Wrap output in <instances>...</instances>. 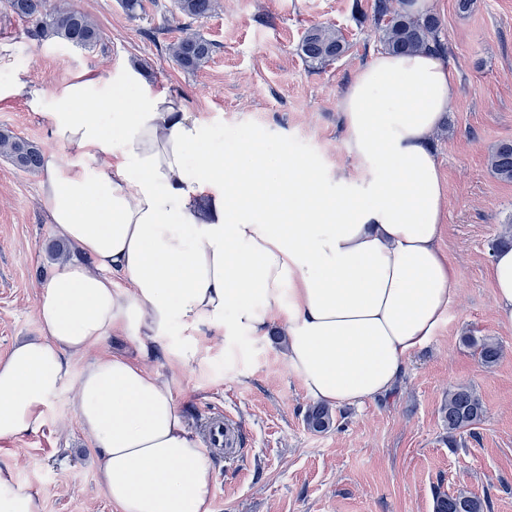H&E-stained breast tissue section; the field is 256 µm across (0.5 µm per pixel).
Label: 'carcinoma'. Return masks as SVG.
<instances>
[{"label":"carcinoma","mask_w":512,"mask_h":512,"mask_svg":"<svg viewBox=\"0 0 512 512\" xmlns=\"http://www.w3.org/2000/svg\"><path fill=\"white\" fill-rule=\"evenodd\" d=\"M217 0H173L175 13L184 19V35L167 47L171 60L184 72L193 74L211 59L215 45L193 30V24L209 16ZM0 8L28 24V36L40 41L67 44L84 51H93L103 43L99 26L86 14L59 0H0ZM373 20L379 25V41L383 48L406 54L419 50L446 53L441 38V22L433 14L413 15L394 7L393 0H374ZM348 51L342 33L331 25L308 29L301 41L300 52L305 61L325 66ZM0 153L20 169L36 172L41 168L42 151L29 140L8 128H0ZM488 162L500 180L512 182V141L498 143ZM468 345L477 351L481 364L492 367L500 356L499 347L487 340L467 337ZM448 433L470 428L484 416V406L473 389L458 386L448 392V401L441 408ZM305 421L309 429L323 432L330 428L333 416L329 407L317 404L308 408ZM434 512H488L486 500L467 493L435 494Z\"/></svg>","instance_id":"cac0c4a2"}]
</instances>
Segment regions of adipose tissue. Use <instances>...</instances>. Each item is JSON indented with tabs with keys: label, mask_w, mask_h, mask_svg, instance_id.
Wrapping results in <instances>:
<instances>
[{
	"label": "adipose tissue",
	"mask_w": 512,
	"mask_h": 512,
	"mask_svg": "<svg viewBox=\"0 0 512 512\" xmlns=\"http://www.w3.org/2000/svg\"><path fill=\"white\" fill-rule=\"evenodd\" d=\"M125 81L135 97L106 95L92 71L52 90L21 72L0 86V99L24 98L60 146L42 156L39 199L73 250L41 280L39 338L0 360V439L37 432L75 382V419L119 512H212V467L147 359L174 322L260 337L277 326L312 399L387 395L458 295L431 147L458 85L436 54L374 53L340 99L357 171L327 175L302 159L269 161L247 140L224 160L183 96L133 69ZM491 267L512 324V249ZM129 333L141 338L138 357L89 358ZM0 512H40L9 467Z\"/></svg>",
	"instance_id": "1"
}]
</instances>
